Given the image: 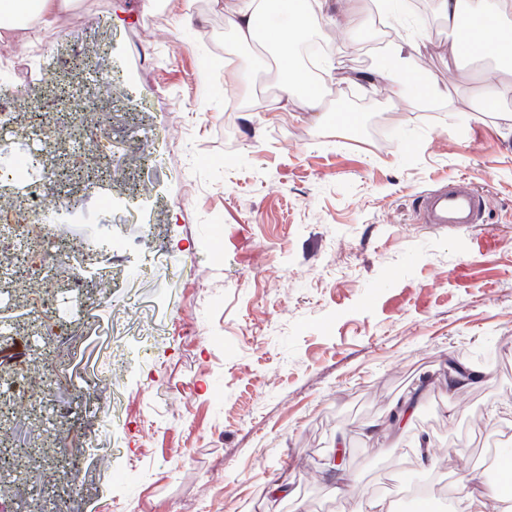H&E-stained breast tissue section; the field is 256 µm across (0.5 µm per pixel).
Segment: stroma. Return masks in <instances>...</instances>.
Masks as SVG:
<instances>
[{
  "label": "stroma",
  "mask_w": 512,
  "mask_h": 512,
  "mask_svg": "<svg viewBox=\"0 0 512 512\" xmlns=\"http://www.w3.org/2000/svg\"><path fill=\"white\" fill-rule=\"evenodd\" d=\"M420 2L429 24L401 7L383 48L436 78L427 112L345 84L348 53L382 35L371 0L327 2L336 76L318 112L259 92L274 58L236 42L214 0H81L41 52L6 46L13 117L77 46L115 126L134 112L145 132L112 156L141 175L136 199L84 198L94 245L123 248L95 272L103 337L74 336L102 379L82 431L112 447L80 512H356L410 487L442 505L463 470L512 448V109L474 111L477 67L449 62L439 0ZM452 177L485 194L487 223H421L422 195ZM474 353L492 367L452 388L449 358Z\"/></svg>",
  "instance_id": "1"
}]
</instances>
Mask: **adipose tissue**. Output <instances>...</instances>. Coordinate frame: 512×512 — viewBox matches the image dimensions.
Returning a JSON list of instances; mask_svg holds the SVG:
<instances>
[{"label":"adipose tissue","instance_id":"obj_1","mask_svg":"<svg viewBox=\"0 0 512 512\" xmlns=\"http://www.w3.org/2000/svg\"><path fill=\"white\" fill-rule=\"evenodd\" d=\"M76 0H0V43L31 42L43 28L53 26L60 15L71 10ZM322 0H233L225 7V22L238 43L267 42L274 46L276 69L283 94L300 91L309 111L320 108L322 97L310 80L297 54L315 22L320 21ZM288 18L286 28L268 25L270 15ZM444 26L453 34L448 47L453 60L465 57L493 63L483 76L475 109L489 111L500 90L497 75L512 71V0H440ZM374 83L386 98L400 103L412 98L435 96V83L411 70L402 48L391 51L374 71ZM463 512H512L501 506L491 471H464L460 477Z\"/></svg>","mask_w":512,"mask_h":512}]
</instances>
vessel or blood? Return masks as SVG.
<instances>
[{
    "label": "vessel or blood",
    "instance_id": "obj_1",
    "mask_svg": "<svg viewBox=\"0 0 512 512\" xmlns=\"http://www.w3.org/2000/svg\"><path fill=\"white\" fill-rule=\"evenodd\" d=\"M487 210L485 196L471 181L451 178L423 196L421 220L426 224H480Z\"/></svg>",
    "mask_w": 512,
    "mask_h": 512
}]
</instances>
